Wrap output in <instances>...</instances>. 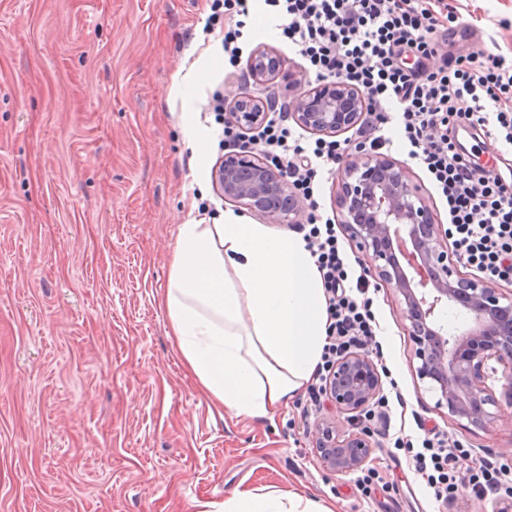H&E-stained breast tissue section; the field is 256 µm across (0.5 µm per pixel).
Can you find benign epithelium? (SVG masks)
I'll list each match as a JSON object with an SVG mask.
<instances>
[{"label": "benign epithelium", "mask_w": 512, "mask_h": 512, "mask_svg": "<svg viewBox=\"0 0 512 512\" xmlns=\"http://www.w3.org/2000/svg\"><path fill=\"white\" fill-rule=\"evenodd\" d=\"M274 51L256 50L249 69L266 80L283 67ZM297 89L290 115L307 132L336 138L362 120L366 103L360 92L340 81L312 87L302 73L292 74ZM263 102L248 94L236 97L226 113L243 139L240 151L227 154L214 172L224 200L238 204L273 224H295L303 203L282 168L271 165L255 148L251 134L265 123ZM337 219L350 239L370 254L372 277L396 296L413 344L416 378L429 381L437 405L448 415L482 428L496 405L485 386L488 361L503 366L505 392L512 404V299L503 289L463 270L448 246V234L436 223L408 167L386 155L358 151L344 165L337 198ZM468 324L449 331L440 324L447 309ZM382 392V377L366 351H350L333 367L327 398L347 415L350 427L335 418L314 424L313 448L324 467L351 474L370 461L371 432L355 420L368 412Z\"/></svg>", "instance_id": "1"}]
</instances>
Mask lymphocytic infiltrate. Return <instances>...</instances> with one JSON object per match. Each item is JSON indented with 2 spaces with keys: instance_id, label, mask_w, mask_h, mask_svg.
<instances>
[{
  "instance_id": "f902f5d3",
  "label": "lymphocytic infiltrate",
  "mask_w": 512,
  "mask_h": 512,
  "mask_svg": "<svg viewBox=\"0 0 512 512\" xmlns=\"http://www.w3.org/2000/svg\"><path fill=\"white\" fill-rule=\"evenodd\" d=\"M285 20L282 33L305 59L315 82L343 81L359 90L367 117L357 133L359 148L377 151L391 140L383 133L397 121L408 155L427 171L448 205L451 246L463 265L492 283H512V188L501 175L477 172L455 141L457 127L485 132L493 144L512 146V61L484 54L430 66L440 48L443 24L436 0H266ZM415 56L407 65V56ZM257 133V146L284 166L308 206L306 247L316 259L328 314V342L313 376L311 405L325 397L331 366L346 351L363 346L377 322L369 283L348 285L342 248L334 227L319 228L314 197L319 170L346 148L336 139L306 137L288 124L287 111L272 104ZM415 467L436 499L457 487L459 457L444 440L425 439Z\"/></svg>"
}]
</instances>
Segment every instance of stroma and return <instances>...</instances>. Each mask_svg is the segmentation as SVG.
I'll use <instances>...</instances> for the list:
<instances>
[{
    "label": "stroma",
    "instance_id": "35a3bbf8",
    "mask_svg": "<svg viewBox=\"0 0 512 512\" xmlns=\"http://www.w3.org/2000/svg\"><path fill=\"white\" fill-rule=\"evenodd\" d=\"M444 52L512 59V0H447ZM212 0H0V512H200L235 491L304 493L332 512H512V488L485 498L468 478L485 460L512 464V404L464 427L416 379L412 344L388 289L372 292L377 365L395 387L362 423L375 451L361 471L323 467L311 429L330 407L306 393L275 421L220 410L190 373L162 304L177 227L225 214L211 174L223 126L208 104L240 93L293 102L305 63L282 17L253 0L230 64L206 34ZM285 70L244 79L251 54ZM193 117L212 136L183 138ZM386 156L409 166L440 222L448 208L386 125ZM402 401H395V394ZM462 450L458 489L436 500L413 466L426 431ZM408 440L405 448L396 439Z\"/></svg>",
    "mask_w": 512,
    "mask_h": 512
}]
</instances>
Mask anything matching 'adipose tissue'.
<instances>
[{"mask_svg": "<svg viewBox=\"0 0 512 512\" xmlns=\"http://www.w3.org/2000/svg\"><path fill=\"white\" fill-rule=\"evenodd\" d=\"M163 304L171 335L214 403L275 420L311 379L327 339L324 289L301 233L226 217L186 223ZM220 512H330L299 492L239 490Z\"/></svg>", "mask_w": 512, "mask_h": 512, "instance_id": "adipose-tissue-1", "label": "adipose tissue"}]
</instances>
